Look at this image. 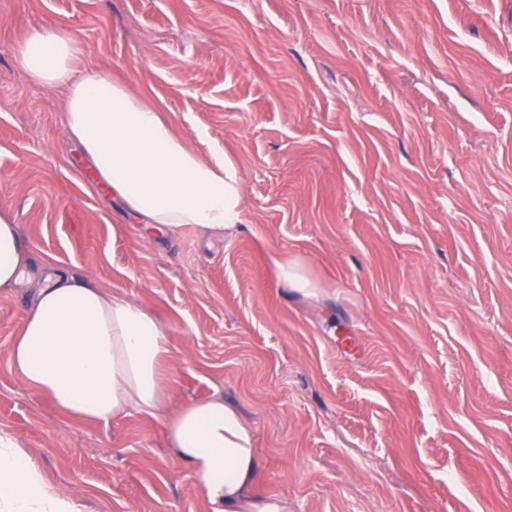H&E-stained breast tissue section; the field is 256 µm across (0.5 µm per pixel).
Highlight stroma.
<instances>
[{"mask_svg":"<svg viewBox=\"0 0 512 512\" xmlns=\"http://www.w3.org/2000/svg\"><path fill=\"white\" fill-rule=\"evenodd\" d=\"M35 26L235 164L234 232L147 239L92 189L57 96L15 63ZM0 212L31 273L151 307L171 408L221 393L255 433L258 495L512 512V0H0ZM27 301L0 293V433L80 512H206L158 420L73 422L22 385ZM273 264L279 280L289 288H293L306 296L316 295L317 287L306 275L299 261L288 259V256H276L273 258Z\"/></svg>","mask_w":512,"mask_h":512,"instance_id":"1","label":"stroma"}]
</instances>
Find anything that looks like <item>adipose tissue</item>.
Wrapping results in <instances>:
<instances>
[{
	"instance_id": "1",
	"label": "adipose tissue",
	"mask_w": 512,
	"mask_h": 512,
	"mask_svg": "<svg viewBox=\"0 0 512 512\" xmlns=\"http://www.w3.org/2000/svg\"><path fill=\"white\" fill-rule=\"evenodd\" d=\"M14 58L31 83L59 96L68 134L129 215L171 238L188 228L220 237L240 223L237 167L203 157L160 103L85 63L70 32L33 27ZM28 261L17 224L0 213V291L22 284ZM34 288L9 354L27 389L73 421H160L209 512H288L287 498L255 494V435L222 395L169 410L172 339L147 305L55 267ZM0 512H74L10 434H0Z\"/></svg>"
}]
</instances>
